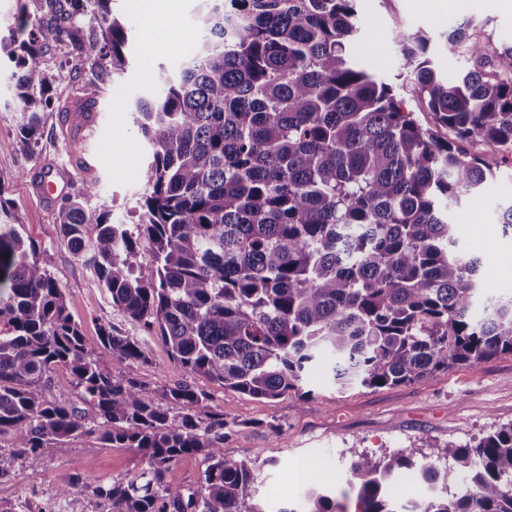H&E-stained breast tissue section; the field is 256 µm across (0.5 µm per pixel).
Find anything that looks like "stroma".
Instances as JSON below:
<instances>
[{
  "label": "stroma",
  "mask_w": 512,
  "mask_h": 512,
  "mask_svg": "<svg viewBox=\"0 0 512 512\" xmlns=\"http://www.w3.org/2000/svg\"><path fill=\"white\" fill-rule=\"evenodd\" d=\"M203 0H180L169 32L181 44L148 54L135 0H112V11L127 20V66L101 88L99 130L93 141L99 150L94 172L98 192L82 197L86 175L74 165L72 146L79 143L77 128L65 113L43 118V138L34 152H26L16 136L22 104L15 88L13 62L0 57V200L6 201L24 239L32 240L37 256L64 291L68 312L89 344H96L101 324L141 342L147 360L132 363L129 378L153 389L193 380L207 395L194 409L196 419L207 412L223 414L232 425L224 443V457L248 463L256 480L252 491L262 512L298 507L316 480H326L355 512L357 493L348 484L351 452L380 457L402 448L418 449L420 457L437 458L448 444L467 445L498 428L512 425V355L493 357L480 366H455L398 386L355 387L337 391L325 362L313 364L301 391L267 401L223 389L203 378H189L173 362L160 336L147 333L112 304L96 268L91 247L74 251L57 222V202L37 192L44 173L65 172L62 195L81 196L88 219L111 212L116 223H131L145 190V168L152 149L138 134L134 102L156 94L153 76L159 67L178 68L195 47V17ZM354 53L370 73L398 83L404 110L423 125L434 121L401 74L398 46L401 32L423 31L431 38L433 61L444 75L461 76L473 62L466 52L448 54L442 48L447 31L470 23L491 48L512 43V11L497 0H460L448 11L425 6L423 0H358ZM500 166L486 190L466 195L449 215L457 226L459 247L479 257V286L484 298L512 295V230L499 221L512 206V157ZM280 426L272 434L271 426ZM143 466L128 448H105L92 437L67 442L45 461L36 479L22 470L0 481V505L21 503L25 512H106L90 485L130 477ZM81 475L88 487L64 496L67 476Z\"/></svg>",
  "instance_id": "stroma-1"
}]
</instances>
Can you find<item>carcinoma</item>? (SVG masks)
<instances>
[{
  "label": "carcinoma",
  "mask_w": 512,
  "mask_h": 512,
  "mask_svg": "<svg viewBox=\"0 0 512 512\" xmlns=\"http://www.w3.org/2000/svg\"><path fill=\"white\" fill-rule=\"evenodd\" d=\"M36 2L7 40L29 150L58 101L44 47H60L62 69L91 63L96 87L124 66L127 41L110 0ZM204 2L196 53L177 73L160 69L157 95L136 104L152 148L137 219L91 221L80 201L61 200L63 235L76 252L92 239L112 304L158 333L186 373L269 401L299 389L322 356L345 390L512 354V297L480 305V261L461 254L448 220L450 206L493 177L497 149L512 145V74L488 69L479 35L467 23L448 33L447 53L464 47L474 59L457 79L436 70L425 35L396 36L415 92L448 138L354 58L355 0ZM88 13L96 25L74 22ZM471 138L483 155L457 144ZM36 255L16 225L0 223V480L12 474L6 452L35 478L62 444L95 434L144 462L127 480L92 487L108 512H261L248 503L253 469L224 458V415L204 423L188 414L207 395L188 382L148 390L125 377L127 364L146 360L142 345L104 324L88 346ZM60 368L93 423L50 399ZM188 454L205 464L189 495L167 481ZM417 454H353L356 512H395L387 482L400 470L418 466L436 481L438 465ZM443 458L462 484L412 512H512V425L473 446L450 444ZM303 512L346 510L320 484Z\"/></svg>",
  "instance_id": "carcinoma-1"
}]
</instances>
